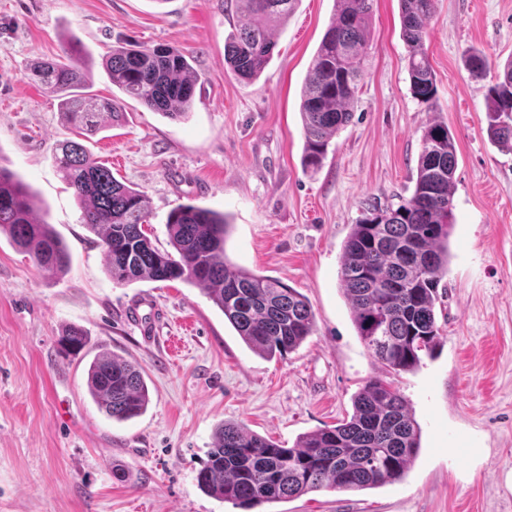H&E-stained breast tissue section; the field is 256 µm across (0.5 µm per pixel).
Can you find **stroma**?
Segmentation results:
<instances>
[{"label": "stroma", "mask_w": 512, "mask_h": 512, "mask_svg": "<svg viewBox=\"0 0 512 512\" xmlns=\"http://www.w3.org/2000/svg\"><path fill=\"white\" fill-rule=\"evenodd\" d=\"M334 12V0H299L274 33L270 63L247 84L224 66L234 0H0V99L9 101L0 166L30 185L39 219L70 253L63 274L47 275L0 237V512H239L197 484L217 429L238 422L292 447L347 418L372 377L400 390L420 426L406 476L260 512H512V151L487 135L493 73L473 75L463 56L475 48L496 65L512 57V0H436L428 105L410 92L400 0H373L353 118L307 172L300 93ZM71 38L89 92L116 98L124 114L87 147L146 195L153 243L168 248L165 222L178 205L225 214L230 262L307 298L315 326L295 351H252L193 284L112 282L52 162L68 126L53 93L28 77ZM123 40L190 55L198 80L185 118L117 92L102 59ZM435 120L457 149L443 332L435 357L397 373L360 340L340 261L368 201L395 207L411 196ZM140 297L158 308L149 340L125 316ZM67 325L87 331V358L60 354ZM106 350L145 371L150 403L139 417L112 421L87 391L88 358Z\"/></svg>", "instance_id": "35a3bbf8"}]
</instances>
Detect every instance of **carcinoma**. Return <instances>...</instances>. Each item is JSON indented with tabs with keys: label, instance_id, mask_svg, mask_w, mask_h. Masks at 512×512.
<instances>
[{
	"label": "carcinoma",
	"instance_id": "obj_1",
	"mask_svg": "<svg viewBox=\"0 0 512 512\" xmlns=\"http://www.w3.org/2000/svg\"><path fill=\"white\" fill-rule=\"evenodd\" d=\"M335 2L300 101L302 166L312 171L322 166L331 139L352 119L369 43L373 0ZM400 2L410 91L428 104L436 93V76L425 40L435 0ZM239 3L246 22L225 44L224 60L239 80L250 82L269 64L273 32L298 0ZM464 58L476 76L490 67L478 50H465ZM104 68L112 85L154 112L180 120L191 109L196 78L179 50L119 43L106 56ZM32 76L57 95L75 132V138L59 145L53 163L73 191L81 223L98 237L113 283L196 284L244 343L270 358L297 349L311 335L314 315L304 295L229 262L224 244L230 224L224 214L192 204L177 206L166 220L171 250H159L145 230V194L117 180L83 143L98 131L101 119L120 121L118 105L86 92L80 69L59 59L37 62ZM486 101L489 138L512 151V59L488 87ZM455 168V136L447 124L434 121L423 134L410 198L395 209L367 205L343 246L340 280L358 336L376 360L397 373L416 369L421 354H432L441 336L436 304L448 271ZM36 210L31 187L0 166V234L27 251L38 270L58 275L69 266L70 254L52 225L38 220ZM87 344V332L79 326L66 327L59 337L67 355L80 354ZM87 388L100 410L119 422L140 416L149 403L142 368L109 352L90 362ZM420 438V426L400 391L372 378L354 396L349 418L300 436L290 448L241 425L224 424L197 483L243 512L322 489L377 488L403 478L420 450Z\"/></svg>",
	"mask_w": 512,
	"mask_h": 512
}]
</instances>
